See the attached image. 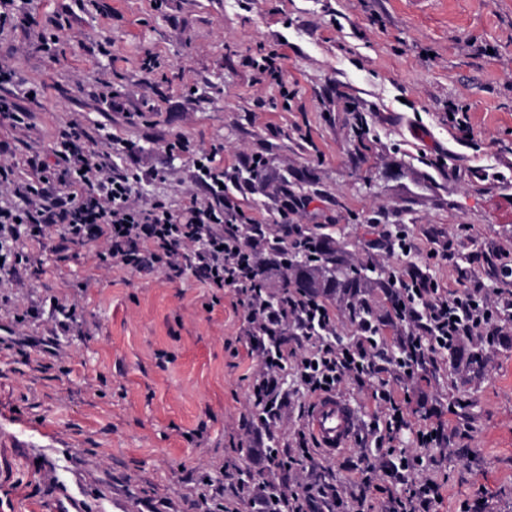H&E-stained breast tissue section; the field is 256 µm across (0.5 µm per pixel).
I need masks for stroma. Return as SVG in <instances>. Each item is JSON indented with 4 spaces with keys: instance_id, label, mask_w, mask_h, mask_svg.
Instances as JSON below:
<instances>
[{
    "instance_id": "obj_1",
    "label": "stroma",
    "mask_w": 512,
    "mask_h": 512,
    "mask_svg": "<svg viewBox=\"0 0 512 512\" xmlns=\"http://www.w3.org/2000/svg\"><path fill=\"white\" fill-rule=\"evenodd\" d=\"M26 26L0 31L4 94L27 129L0 120V168L30 173L78 122L93 149L139 171L142 200L176 206L195 152L224 168L254 155L288 176L287 200L254 185L246 216L332 237L345 261L394 275L414 265L445 288L474 273L488 298L512 290V0H31ZM56 33L50 50L41 35ZM280 51L288 95L256 83L246 56ZM39 90L37 99L26 96ZM465 106L471 141L448 121ZM189 143L174 148L175 139ZM412 234L408 255L368 248ZM447 242L453 260L429 258ZM0 288V512H224V461L251 468L253 374L241 291L192 270L117 271L89 247L45 255ZM38 307L30 316V307ZM82 333L55 355L24 345L68 308ZM458 366L341 385L358 431L385 424L373 393L389 383L416 452L427 412L448 422L428 449L439 512H512V323Z\"/></svg>"
}]
</instances>
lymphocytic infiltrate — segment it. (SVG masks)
<instances>
[{"label":"lymphocytic infiltrate","instance_id":"1","mask_svg":"<svg viewBox=\"0 0 512 512\" xmlns=\"http://www.w3.org/2000/svg\"><path fill=\"white\" fill-rule=\"evenodd\" d=\"M85 131L69 124L55 141L49 156L29 158L31 178L17 179L0 172V286L21 287L19 267L37 264V253L14 251L22 230H29L41 249L62 252L76 246L98 245V259L117 270L161 269L181 274L192 269L212 288L227 287L238 263L253 260L255 242L242 208L225 195L223 172L213 167L214 155L200 157L192 171L196 192L178 209L161 202L141 201L139 174L116 168L106 150L86 148ZM400 294L402 321L409 333L397 337L411 353L419 370H435L437 352L461 350L464 342L499 335L502 322H512V292L489 300L478 284L460 278L448 292L432 283L421 269H406L393 280ZM291 340L308 343L311 352L301 358L300 386L305 395L335 392L345 381L364 382L380 373L374 350L380 326L366 321L355 330L351 344L336 342L334 315L315 303L302 313L279 320ZM252 352L263 362L254 381V393L276 406V420L255 429L251 439L254 463L280 475V496L293 512H336L351 502H362L363 492L383 479L407 488L406 495H388L384 512H437L441 484L432 460L422 455H400L375 466L358 467L360 493L341 489L321 468L327 459L309 430L299 429L297 445L273 448L277 420L289 403L278 381L284 360L268 353L266 337L250 336Z\"/></svg>","mask_w":512,"mask_h":512}]
</instances>
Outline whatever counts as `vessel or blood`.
Instances as JSON below:
<instances>
[{"mask_svg": "<svg viewBox=\"0 0 512 512\" xmlns=\"http://www.w3.org/2000/svg\"><path fill=\"white\" fill-rule=\"evenodd\" d=\"M306 424L321 448L334 455L349 447L357 430L358 416L350 402L330 394L315 400Z\"/></svg>", "mask_w": 512, "mask_h": 512, "instance_id": "1", "label": "vessel or blood"}]
</instances>
